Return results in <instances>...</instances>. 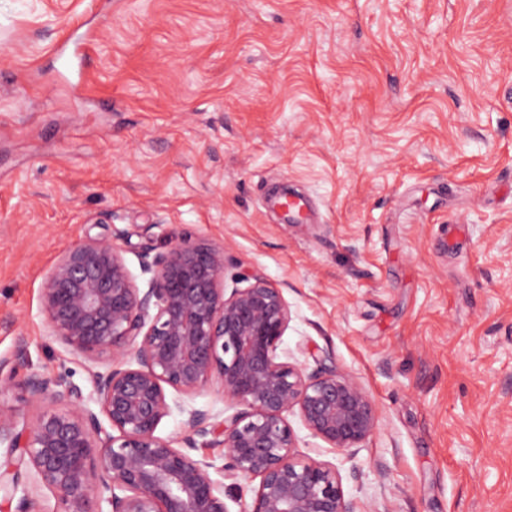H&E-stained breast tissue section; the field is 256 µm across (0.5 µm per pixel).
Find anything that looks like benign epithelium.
<instances>
[{
    "label": "benign epithelium",
    "mask_w": 512,
    "mask_h": 512,
    "mask_svg": "<svg viewBox=\"0 0 512 512\" xmlns=\"http://www.w3.org/2000/svg\"><path fill=\"white\" fill-rule=\"evenodd\" d=\"M224 246L182 241L142 266L137 287L118 246L90 238L48 270L41 300L47 335L91 362L90 391L67 372L26 369V347L0 357V393L18 389L39 408L21 424L0 409V490L15 512H230L213 474L258 481L243 512H355L336 470L301 459L286 416L352 453L381 424L359 379L321 359V370L282 358L290 311L255 277L226 292ZM211 390L240 406L222 419L189 401ZM186 435L157 429L174 413ZM223 449L224 464L193 454L196 438Z\"/></svg>",
    "instance_id": "benign-epithelium-1"
}]
</instances>
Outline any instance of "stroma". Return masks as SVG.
Returning a JSON list of instances; mask_svg holds the SVG:
<instances>
[{
	"mask_svg": "<svg viewBox=\"0 0 512 512\" xmlns=\"http://www.w3.org/2000/svg\"><path fill=\"white\" fill-rule=\"evenodd\" d=\"M103 235L142 289L204 239L281 290L382 412L350 455L287 416L357 512H512V0H0V357L86 385L40 291Z\"/></svg>",
	"mask_w": 512,
	"mask_h": 512,
	"instance_id": "stroma-1",
	"label": "stroma"
}]
</instances>
